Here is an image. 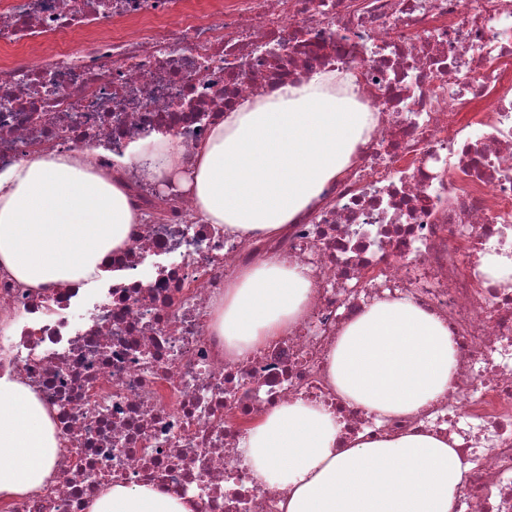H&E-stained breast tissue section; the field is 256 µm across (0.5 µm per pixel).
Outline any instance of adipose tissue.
I'll use <instances>...</instances> for the list:
<instances>
[{"mask_svg":"<svg viewBox=\"0 0 512 512\" xmlns=\"http://www.w3.org/2000/svg\"><path fill=\"white\" fill-rule=\"evenodd\" d=\"M358 75L319 72L247 98L215 123L192 160L171 138L130 151L149 170L175 173L198 214L226 233L274 236L339 179L373 128L354 96ZM90 148L35 154L0 173V268L25 288L107 273L139 214L124 183L99 170ZM311 282L286 260L244 267L224 285L215 331L227 353L269 344L305 312ZM456 343L445 323L406 299L350 319L328 356L331 384L378 416L415 413L448 388ZM257 480L284 488L285 512H457L467 468L456 448L411 431L344 441L337 417L298 401L273 407L241 442ZM53 411L16 377L0 376V499L41 492L60 453ZM157 483L116 484L87 512H194Z\"/></svg>","mask_w":512,"mask_h":512,"instance_id":"obj_1","label":"adipose tissue"}]
</instances>
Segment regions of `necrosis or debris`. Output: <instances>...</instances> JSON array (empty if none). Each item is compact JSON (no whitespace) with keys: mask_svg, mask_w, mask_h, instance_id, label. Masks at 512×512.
I'll return each mask as SVG.
<instances>
[{"mask_svg":"<svg viewBox=\"0 0 512 512\" xmlns=\"http://www.w3.org/2000/svg\"><path fill=\"white\" fill-rule=\"evenodd\" d=\"M130 22L112 36L103 19ZM78 47L0 62V170L45 147L97 149L171 135L184 158L239 100L322 70H356L376 123L345 174L275 237L206 223L190 192L138 161L120 177L144 219L112 252L102 295L0 272V374L55 410L64 446L41 493L0 512H85L115 483L152 480L198 512H284L240 440L277 404L315 402L346 437L420 430L457 442L458 512H512V0H0V51L57 33ZM302 267L305 316L239 358L212 320L224 284L267 258ZM407 299L456 343L447 391L377 418L347 408L327 357L345 323Z\"/></svg>","mask_w":512,"mask_h":512,"instance_id":"necrosis-or-debris-1","label":"necrosis or debris"}]
</instances>
